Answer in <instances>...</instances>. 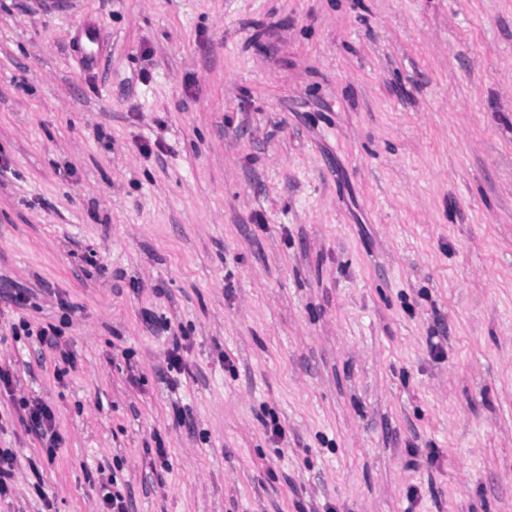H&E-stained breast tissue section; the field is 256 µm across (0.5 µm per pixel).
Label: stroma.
<instances>
[{"instance_id": "35a3bbf8", "label": "stroma", "mask_w": 512, "mask_h": 512, "mask_svg": "<svg viewBox=\"0 0 512 512\" xmlns=\"http://www.w3.org/2000/svg\"><path fill=\"white\" fill-rule=\"evenodd\" d=\"M0 368V512H512V0H0ZM53 413L52 411L40 404L36 403L28 414V428L38 433L47 445V453H54V449L58 448L59 437L52 430Z\"/></svg>"}]
</instances>
